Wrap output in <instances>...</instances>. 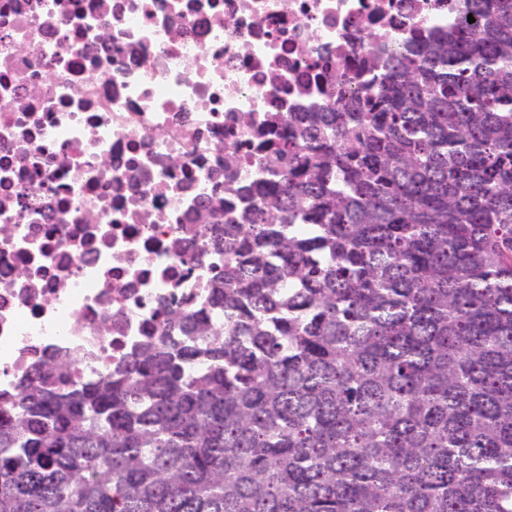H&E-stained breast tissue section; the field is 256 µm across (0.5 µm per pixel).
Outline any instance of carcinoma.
<instances>
[{
    "label": "carcinoma",
    "mask_w": 512,
    "mask_h": 512,
    "mask_svg": "<svg viewBox=\"0 0 512 512\" xmlns=\"http://www.w3.org/2000/svg\"><path fill=\"white\" fill-rule=\"evenodd\" d=\"M466 14L288 121L199 310L0 394V512H512V0Z\"/></svg>",
    "instance_id": "1"
}]
</instances>
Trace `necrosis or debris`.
<instances>
[{
	"label": "necrosis or debris",
	"instance_id": "4bbe7bcc",
	"mask_svg": "<svg viewBox=\"0 0 512 512\" xmlns=\"http://www.w3.org/2000/svg\"><path fill=\"white\" fill-rule=\"evenodd\" d=\"M464 0H0V392L78 383L212 288V214L343 73L456 30Z\"/></svg>",
	"mask_w": 512,
	"mask_h": 512
}]
</instances>
